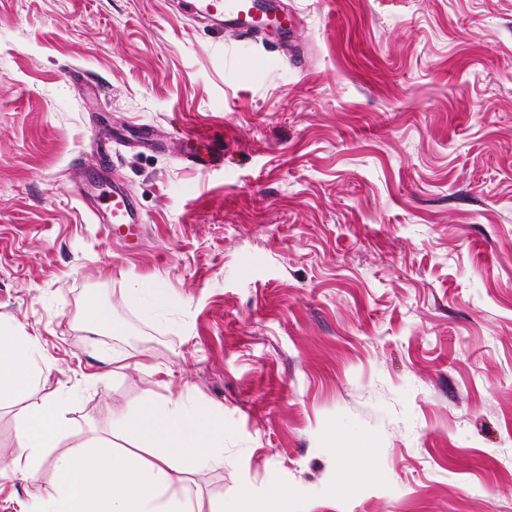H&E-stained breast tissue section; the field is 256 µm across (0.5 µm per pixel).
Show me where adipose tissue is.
<instances>
[{
	"instance_id": "adipose-tissue-1",
	"label": "adipose tissue",
	"mask_w": 512,
	"mask_h": 512,
	"mask_svg": "<svg viewBox=\"0 0 512 512\" xmlns=\"http://www.w3.org/2000/svg\"><path fill=\"white\" fill-rule=\"evenodd\" d=\"M35 349L21 328L0 324V403L19 397L42 376ZM66 398L24 407L8 468L22 480L53 471L51 488L25 512H224L223 498L201 508L186 484L188 474L224 462V413L146 396L141 409L117 420L111 435L94 434L48 457L66 426ZM122 435L130 447L116 449Z\"/></svg>"
}]
</instances>
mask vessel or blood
Instances as JSON below:
<instances>
[{
  "label": "vessel or blood",
  "instance_id": "b4317fda",
  "mask_svg": "<svg viewBox=\"0 0 512 512\" xmlns=\"http://www.w3.org/2000/svg\"><path fill=\"white\" fill-rule=\"evenodd\" d=\"M178 7L188 16L224 18L243 35L266 31L284 32L294 22L291 13L270 10L263 0H179ZM180 155L184 162L197 167L203 173L222 162L220 154L212 147L210 136L202 129L185 132ZM105 220L112 228L114 241H122L124 237L136 235L138 232L139 223L134 215V204L123 193L115 192L109 197Z\"/></svg>",
  "mask_w": 512,
  "mask_h": 512
}]
</instances>
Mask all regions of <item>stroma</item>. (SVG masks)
I'll return each mask as SVG.
<instances>
[{
  "mask_svg": "<svg viewBox=\"0 0 512 512\" xmlns=\"http://www.w3.org/2000/svg\"><path fill=\"white\" fill-rule=\"evenodd\" d=\"M279 5L287 36L243 39L169 0H0V322L51 369L0 448L61 390V453L179 396L224 411L188 481L224 512H512V0ZM52 478L0 475V512ZM211 141V137L204 129L186 131L180 152L182 160L197 167L202 173L223 164L224 160L219 153L213 150ZM105 220L112 227V240L116 242L138 234L139 218L134 215V204L121 192L113 191L109 197Z\"/></svg>",
  "mask_w": 512,
  "mask_h": 512,
  "instance_id": "1",
  "label": "stroma"
}]
</instances>
